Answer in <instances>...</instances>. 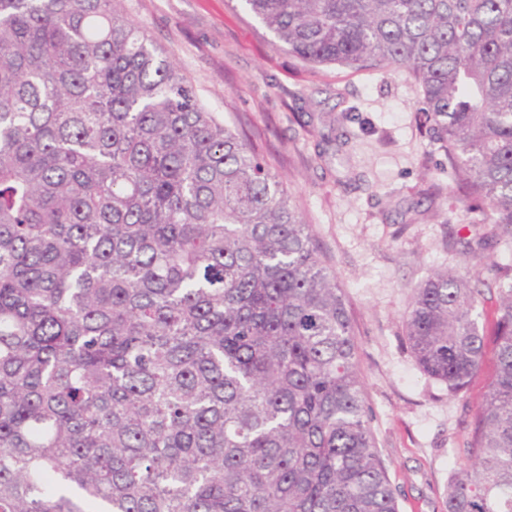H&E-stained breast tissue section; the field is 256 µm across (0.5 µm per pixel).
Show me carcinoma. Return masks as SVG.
Segmentation results:
<instances>
[{
	"label": "carcinoma",
	"mask_w": 512,
	"mask_h": 512,
	"mask_svg": "<svg viewBox=\"0 0 512 512\" xmlns=\"http://www.w3.org/2000/svg\"><path fill=\"white\" fill-rule=\"evenodd\" d=\"M119 2L0 0V512H398L310 226ZM241 2L305 62L409 69L512 246V0ZM404 323L451 392L491 365L446 512H512V266Z\"/></svg>",
	"instance_id": "1"
}]
</instances>
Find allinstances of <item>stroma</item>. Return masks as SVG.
I'll return each mask as SVG.
<instances>
[{"instance_id":"stroma-1","label":"stroma","mask_w":512,"mask_h":512,"mask_svg":"<svg viewBox=\"0 0 512 512\" xmlns=\"http://www.w3.org/2000/svg\"><path fill=\"white\" fill-rule=\"evenodd\" d=\"M121 9L286 186L344 291L398 510L445 512L455 450L486 381L455 395L425 375L403 314L430 272L487 279L512 264V247L465 249L476 236L469 201L416 121L419 84L405 68L305 63L273 46L240 0H123Z\"/></svg>"}]
</instances>
